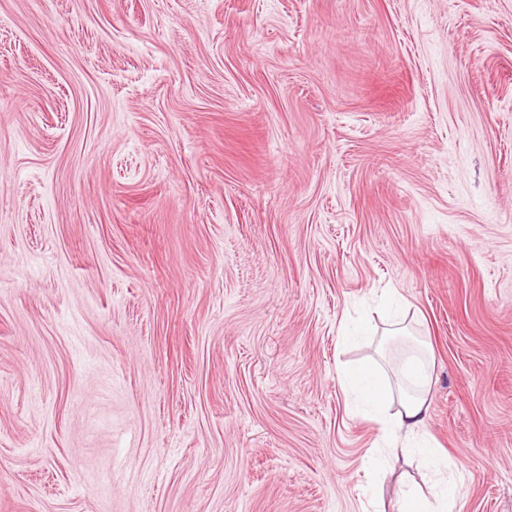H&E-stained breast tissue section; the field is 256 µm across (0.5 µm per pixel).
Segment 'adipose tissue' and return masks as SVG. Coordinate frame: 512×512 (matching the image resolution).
Instances as JSON below:
<instances>
[{
	"label": "adipose tissue",
	"instance_id": "1",
	"mask_svg": "<svg viewBox=\"0 0 512 512\" xmlns=\"http://www.w3.org/2000/svg\"><path fill=\"white\" fill-rule=\"evenodd\" d=\"M340 382L347 396L352 397L357 413L378 425L386 456L418 453L433 470L441 498L456 501L458 484L444 475L435 450L413 445L415 437L426 429L431 403L433 379L425 351H410L393 375L373 358L356 363L342 371Z\"/></svg>",
	"mask_w": 512,
	"mask_h": 512
}]
</instances>
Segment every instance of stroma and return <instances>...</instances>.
Here are the masks:
<instances>
[{
    "label": "stroma",
    "mask_w": 512,
    "mask_h": 512,
    "mask_svg": "<svg viewBox=\"0 0 512 512\" xmlns=\"http://www.w3.org/2000/svg\"><path fill=\"white\" fill-rule=\"evenodd\" d=\"M381 288L512 512V0H0V512H398Z\"/></svg>",
    "instance_id": "stroma-1"
}]
</instances>
